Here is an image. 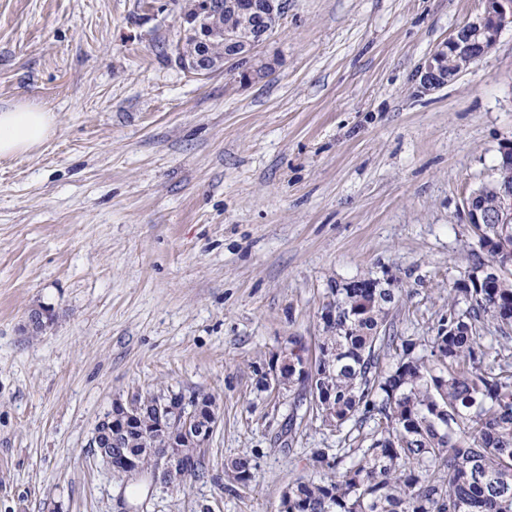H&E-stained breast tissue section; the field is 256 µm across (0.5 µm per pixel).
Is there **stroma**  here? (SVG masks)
Wrapping results in <instances>:
<instances>
[{"instance_id": "obj_1", "label": "stroma", "mask_w": 512, "mask_h": 512, "mask_svg": "<svg viewBox=\"0 0 512 512\" xmlns=\"http://www.w3.org/2000/svg\"><path fill=\"white\" fill-rule=\"evenodd\" d=\"M184 3L0 0V107L56 118L0 160V512H277L336 437L287 432L263 364L314 344L333 288L363 277L426 338L472 266L463 202L512 139V28L424 95L421 65L481 0H288L244 85L177 66ZM164 388L219 408L205 478L178 488L89 446L113 402Z\"/></svg>"}]
</instances>
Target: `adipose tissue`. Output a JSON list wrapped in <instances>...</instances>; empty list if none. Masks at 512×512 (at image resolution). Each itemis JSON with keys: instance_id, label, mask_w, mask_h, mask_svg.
<instances>
[{"instance_id": "ef3b65f1", "label": "adipose tissue", "mask_w": 512, "mask_h": 512, "mask_svg": "<svg viewBox=\"0 0 512 512\" xmlns=\"http://www.w3.org/2000/svg\"><path fill=\"white\" fill-rule=\"evenodd\" d=\"M54 131L53 115L35 104L21 102L0 110V159L42 146Z\"/></svg>"}]
</instances>
